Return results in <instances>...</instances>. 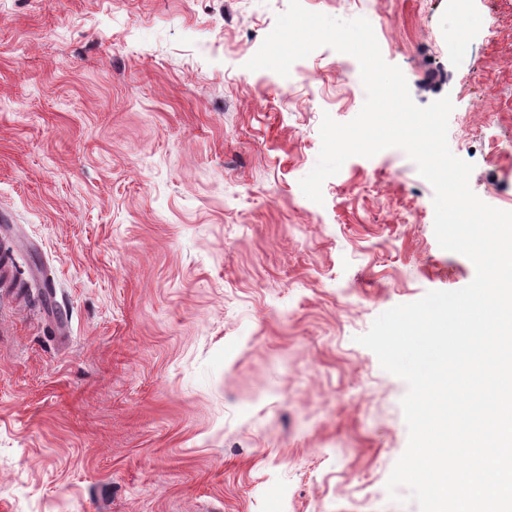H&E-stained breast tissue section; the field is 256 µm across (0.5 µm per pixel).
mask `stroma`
Segmentation results:
<instances>
[{"mask_svg": "<svg viewBox=\"0 0 512 512\" xmlns=\"http://www.w3.org/2000/svg\"><path fill=\"white\" fill-rule=\"evenodd\" d=\"M371 23L469 184L512 211V0H302ZM288 0H0V512H419L407 383L358 343L475 277L398 148L322 187L324 46L245 64Z\"/></svg>", "mask_w": 512, "mask_h": 512, "instance_id": "35a3bbf8", "label": "stroma"}]
</instances>
